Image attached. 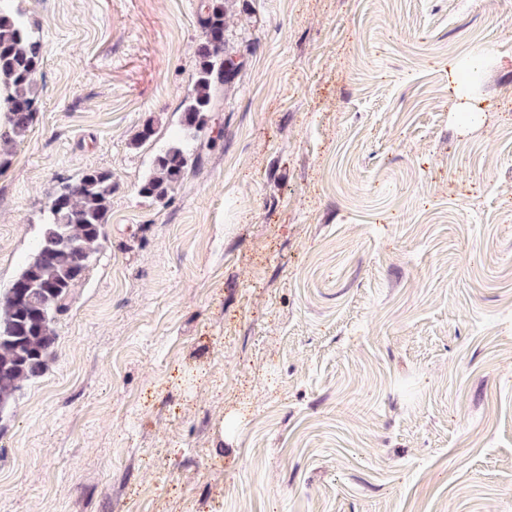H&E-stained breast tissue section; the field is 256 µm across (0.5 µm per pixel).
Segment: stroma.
I'll use <instances>...</instances> for the list:
<instances>
[{
    "instance_id": "35a3bbf8",
    "label": "stroma",
    "mask_w": 512,
    "mask_h": 512,
    "mask_svg": "<svg viewBox=\"0 0 512 512\" xmlns=\"http://www.w3.org/2000/svg\"><path fill=\"white\" fill-rule=\"evenodd\" d=\"M199 5L13 2L47 53L0 298L63 183L115 189L0 512H512V0H230L220 135L159 202Z\"/></svg>"
}]
</instances>
